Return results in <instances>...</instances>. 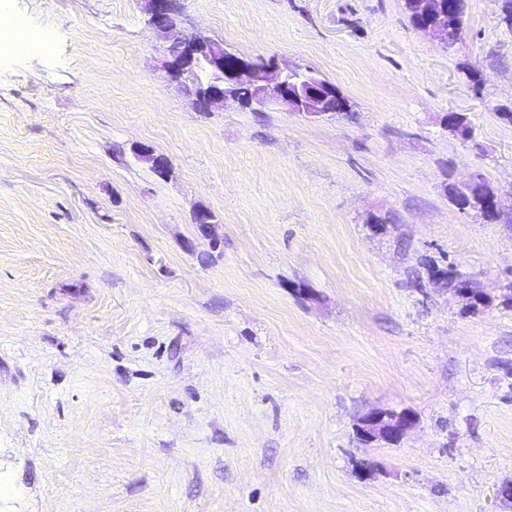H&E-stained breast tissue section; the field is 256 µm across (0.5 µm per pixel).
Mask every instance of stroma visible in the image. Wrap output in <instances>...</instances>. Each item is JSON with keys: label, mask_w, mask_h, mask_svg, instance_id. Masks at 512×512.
Segmentation results:
<instances>
[{"label": "stroma", "mask_w": 512, "mask_h": 512, "mask_svg": "<svg viewBox=\"0 0 512 512\" xmlns=\"http://www.w3.org/2000/svg\"><path fill=\"white\" fill-rule=\"evenodd\" d=\"M502 3L447 48L405 0H179L352 106L310 118L197 111L145 0H0L50 41L0 52V512H512ZM474 174L495 219L448 195ZM372 411L416 424L365 444Z\"/></svg>", "instance_id": "35a3bbf8"}]
</instances>
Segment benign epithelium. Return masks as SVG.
<instances>
[{"label": "benign epithelium", "instance_id": "7a95c632", "mask_svg": "<svg viewBox=\"0 0 512 512\" xmlns=\"http://www.w3.org/2000/svg\"><path fill=\"white\" fill-rule=\"evenodd\" d=\"M148 25L155 34L166 43V55L161 68L169 83L182 89L190 97L193 104L198 100L206 101L203 111L209 112L226 100H238L231 89L223 88L224 82V44L214 40L186 34L178 28L176 20L177 0H147ZM428 15L435 18L431 24L419 26V30L431 33L446 45L454 44L457 32L448 26L450 3L448 0H423ZM297 69L278 68L274 62L264 64L241 65L232 80L242 82L254 88L250 104L264 109L271 105L283 106L292 112L310 117H324L326 113L317 108L316 100L331 86L320 81L294 83ZM138 154L151 159L157 174L166 177L170 173L168 160L153 153V150L141 146ZM468 195H452L458 209L466 211L474 208L476 199L496 210L497 194L490 184L482 177L475 176L467 184ZM416 418L409 412H370L365 414L356 427L360 441L396 442L401 439L414 425Z\"/></svg>", "mask_w": 512, "mask_h": 512}]
</instances>
